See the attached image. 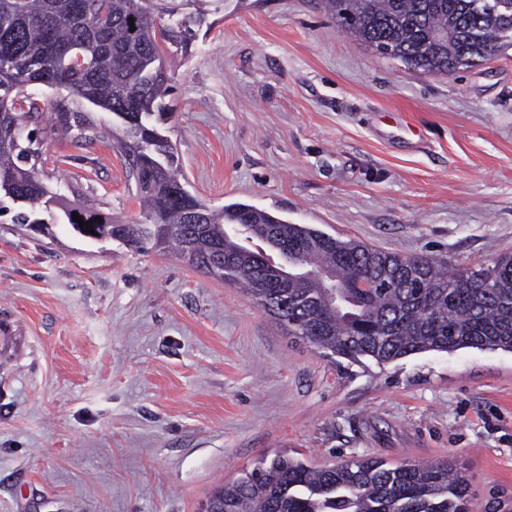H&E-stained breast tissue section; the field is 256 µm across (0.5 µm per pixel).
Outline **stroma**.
Here are the masks:
<instances>
[{"mask_svg":"<svg viewBox=\"0 0 512 512\" xmlns=\"http://www.w3.org/2000/svg\"><path fill=\"white\" fill-rule=\"evenodd\" d=\"M185 188L399 255L512 253V49L450 76L342 32L317 0H157ZM41 178L142 221L109 143L47 136ZM0 512H199L266 455L447 458L512 512V353L331 359L167 252L0 223Z\"/></svg>","mask_w":512,"mask_h":512,"instance_id":"35a3bbf8","label":"stroma"}]
</instances>
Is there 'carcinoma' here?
I'll return each mask as SVG.
<instances>
[{"mask_svg":"<svg viewBox=\"0 0 512 512\" xmlns=\"http://www.w3.org/2000/svg\"><path fill=\"white\" fill-rule=\"evenodd\" d=\"M90 0H0V58L20 65L0 69V100L19 94L46 74L42 60L72 45L88 49L89 67L66 75L71 94L117 117L108 125L91 112H59L61 127L93 140L111 136L125 154L146 222L100 224L103 235L121 236L129 248L150 253L173 249L190 267L247 293L288 335L332 356L386 364L426 352L493 349L512 353V253L491 268L448 271L426 256H400L370 244L329 234L313 224L235 201L213 209L188 193L168 198L181 185L180 161L168 138L171 91L158 69L164 47L187 49L194 37L189 17L155 32L143 0H109L112 24L90 30L79 24L73 3ZM327 15L365 48L408 68L446 76L512 48V0L476 11L474 0H320ZM134 25H129V21ZM130 113L135 124L119 118ZM23 133L0 124V174L23 190H39L36 160L24 151ZM21 228L36 212L6 200L0 218ZM297 256L315 276L290 278L265 249ZM322 273H332L347 306L328 308ZM208 501L224 512H469V483L446 460L391 465L363 458L314 464L276 453L216 488Z\"/></svg>","mask_w":512,"mask_h":512,"instance_id":"carcinoma-1","label":"carcinoma"}]
</instances>
